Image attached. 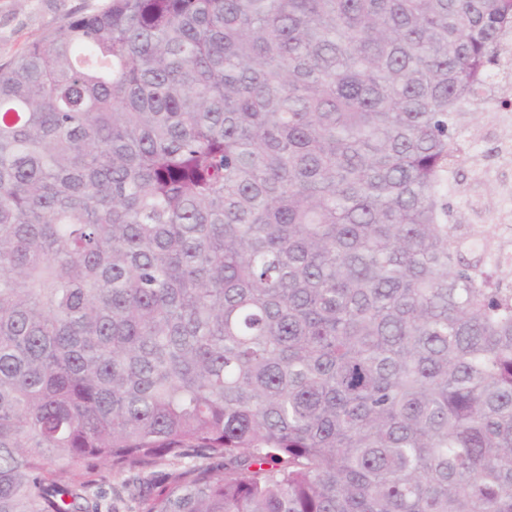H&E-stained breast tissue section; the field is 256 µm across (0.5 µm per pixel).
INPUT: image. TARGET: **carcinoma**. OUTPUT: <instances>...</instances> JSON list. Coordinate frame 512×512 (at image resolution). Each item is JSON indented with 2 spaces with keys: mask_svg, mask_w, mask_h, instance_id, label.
I'll list each match as a JSON object with an SVG mask.
<instances>
[{
  "mask_svg": "<svg viewBox=\"0 0 512 512\" xmlns=\"http://www.w3.org/2000/svg\"><path fill=\"white\" fill-rule=\"evenodd\" d=\"M511 36L109 0L0 65V512L164 460L141 512H512V239L465 185L503 195Z\"/></svg>",
  "mask_w": 512,
  "mask_h": 512,
  "instance_id": "obj_1",
  "label": "carcinoma"
}]
</instances>
